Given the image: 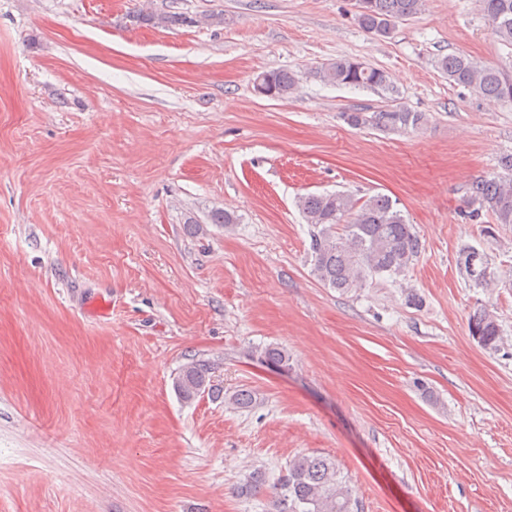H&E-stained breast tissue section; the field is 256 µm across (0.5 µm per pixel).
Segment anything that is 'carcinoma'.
<instances>
[{
	"label": "carcinoma",
	"mask_w": 512,
	"mask_h": 512,
	"mask_svg": "<svg viewBox=\"0 0 512 512\" xmlns=\"http://www.w3.org/2000/svg\"><path fill=\"white\" fill-rule=\"evenodd\" d=\"M424 0H355L356 20L369 34L387 38L395 24L419 14ZM483 15L492 32L512 45V0H481ZM133 21L164 27L187 23L220 24L222 14H208L198 19L180 13L155 16L142 11ZM438 68L448 81L468 87L488 101H512V71L486 66L465 54H452L438 61ZM315 76L324 84L354 88L389 89L388 74L379 68L360 66L352 59H338L317 68ZM267 84L275 98H285L297 84L296 75L288 70H273L257 75ZM343 120L353 119L356 129L372 127L381 131L417 130L427 122L421 112L403 108L379 112L355 109L342 113ZM501 173L480 175L468 188L473 206L469 219L482 215L492 219L484 232L494 233L493 225L512 224V153L498 159ZM298 208L311 224L312 272L324 285L350 292L376 277L399 276L407 271L421 253V241L406 222L395 202L385 194L361 201L353 195L336 192L299 197ZM343 229H338V226ZM465 279L475 288H489L495 272L487 254L473 245L460 248L456 260ZM470 335L485 349H494L500 336L495 316L486 308L477 310L469 321ZM262 360L271 365H288V353L277 347L265 348ZM210 366L205 362L186 365L176 380L180 397L191 402L200 391H212ZM276 512H354L356 500L336 464L321 455H302L290 461L288 476L273 486Z\"/></svg>",
	"instance_id": "carcinoma-1"
}]
</instances>
